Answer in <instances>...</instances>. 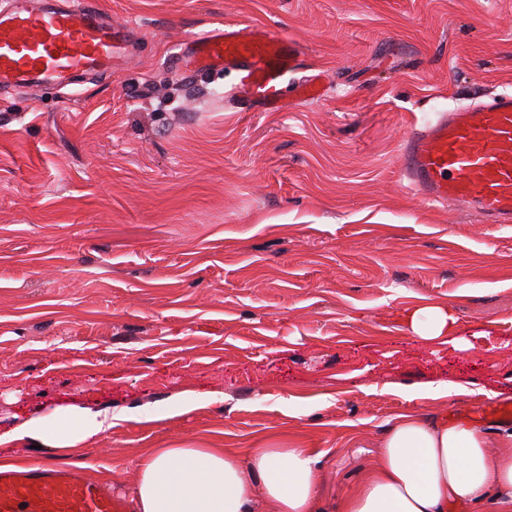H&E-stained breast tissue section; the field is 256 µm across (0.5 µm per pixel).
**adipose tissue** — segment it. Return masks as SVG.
Returning <instances> with one entry per match:
<instances>
[{"instance_id": "ef3b65f1", "label": "adipose tissue", "mask_w": 512, "mask_h": 512, "mask_svg": "<svg viewBox=\"0 0 512 512\" xmlns=\"http://www.w3.org/2000/svg\"><path fill=\"white\" fill-rule=\"evenodd\" d=\"M422 340L457 335L447 309L407 312ZM111 412L68 404L32 413L0 433V445L47 448L51 459L82 458L112 429ZM319 460L305 448L273 443L241 459L220 448H155L141 461L130 491L137 512H313L321 490ZM478 512H512V443L490 451L477 425L405 415L387 430L379 459L338 512H448L449 502Z\"/></svg>"}]
</instances>
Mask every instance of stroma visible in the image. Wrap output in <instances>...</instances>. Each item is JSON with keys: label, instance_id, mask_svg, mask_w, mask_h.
<instances>
[{"label": "stroma", "instance_id": "35a3bbf8", "mask_svg": "<svg viewBox=\"0 0 512 512\" xmlns=\"http://www.w3.org/2000/svg\"><path fill=\"white\" fill-rule=\"evenodd\" d=\"M99 2L141 33L117 73L0 89V433L112 411L86 473L125 493L150 449L276 438L319 458L332 512L398 416L512 399V224L400 168L417 123L512 92V0ZM249 21L303 46L321 100L235 112L233 74L175 65ZM438 306L467 349L407 327Z\"/></svg>", "mask_w": 512, "mask_h": 512}]
</instances>
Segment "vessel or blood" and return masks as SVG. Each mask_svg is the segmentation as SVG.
I'll return each instance as SVG.
<instances>
[{"label":"vessel or blood","mask_w":512,"mask_h":512,"mask_svg":"<svg viewBox=\"0 0 512 512\" xmlns=\"http://www.w3.org/2000/svg\"><path fill=\"white\" fill-rule=\"evenodd\" d=\"M133 24L110 22L95 0H17L0 9V85H68L78 75L109 73L130 57ZM197 72L228 70L234 109L281 112L285 95H321L325 75L308 68L292 38L252 22L214 26L187 47ZM404 174L430 204L463 207L490 224H512V93L453 108L403 138ZM481 417L512 423V401L486 404ZM0 512H131L121 496L91 481L82 467L50 463L0 469Z\"/></svg>","instance_id":"vessel-or-blood-1"}]
</instances>
